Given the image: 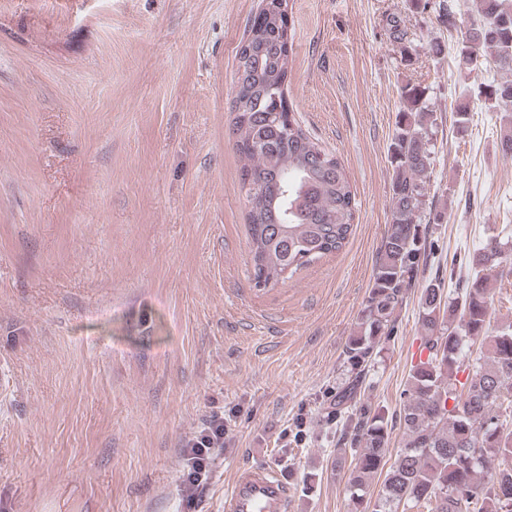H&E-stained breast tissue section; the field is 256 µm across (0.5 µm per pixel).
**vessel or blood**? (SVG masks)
Returning <instances> with one entry per match:
<instances>
[{
  "label": "vessel or blood",
  "instance_id": "1",
  "mask_svg": "<svg viewBox=\"0 0 512 512\" xmlns=\"http://www.w3.org/2000/svg\"><path fill=\"white\" fill-rule=\"evenodd\" d=\"M224 512H293V490L275 466L255 462L234 472Z\"/></svg>",
  "mask_w": 512,
  "mask_h": 512
}]
</instances>
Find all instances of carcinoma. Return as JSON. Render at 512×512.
Returning <instances> with one entry per match:
<instances>
[{"label":"carcinoma","instance_id":"carcinoma-1","mask_svg":"<svg viewBox=\"0 0 512 512\" xmlns=\"http://www.w3.org/2000/svg\"><path fill=\"white\" fill-rule=\"evenodd\" d=\"M236 54L235 146L244 160L240 191L247 205L252 280L273 287L286 275L340 251L353 231L355 194L341 159L321 148L286 111L288 56L281 5L264 0ZM424 0L423 8L431 5ZM434 9L458 31L457 0H435ZM389 38L402 57L416 51L414 33L390 19ZM500 52L496 66L512 71V0H478L477 14L460 33L454 61L471 69ZM404 113L389 146L391 220L376 261L373 283L357 331L346 346L348 382L336 395L342 406L356 398L380 338L389 336L421 262L431 223L427 179L437 116L416 87L405 90ZM486 98L509 111L512 80L490 84ZM495 239L473 251L470 274L457 296H443L441 281L422 289L418 321L427 355L408 376L409 400L397 415L403 447L386 465L389 419L384 409L348 420L343 439L355 447L348 484L354 512H512V326L488 334L486 271L503 263ZM486 353L465 363L470 342ZM465 380L459 379V374ZM385 472L375 498L372 480Z\"/></svg>","mask_w":512,"mask_h":512}]
</instances>
